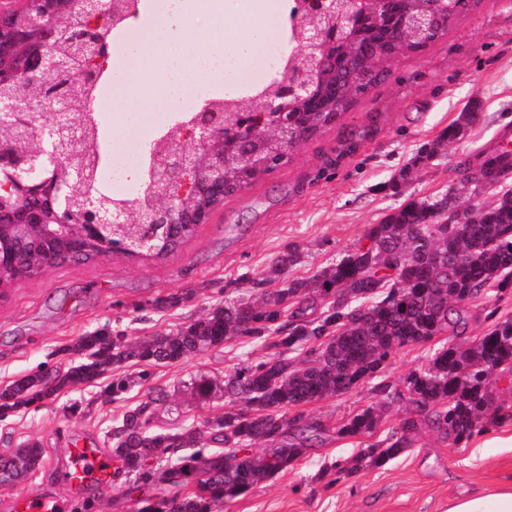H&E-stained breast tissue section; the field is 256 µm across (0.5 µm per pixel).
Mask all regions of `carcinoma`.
<instances>
[{"label":"carcinoma","instance_id":"1","mask_svg":"<svg viewBox=\"0 0 512 512\" xmlns=\"http://www.w3.org/2000/svg\"><path fill=\"white\" fill-rule=\"evenodd\" d=\"M482 0H339L327 16L302 14L308 28L326 30V40L288 59L289 79L304 74L311 83L303 98H288V138L270 131L281 113L267 111L278 100L279 73L251 102L252 111L236 112L232 97L208 101L209 110L224 120L225 171L234 174L246 165L262 173L288 165L300 146L330 126L329 116L341 118L372 88L385 81L392 60L425 51L448 34ZM44 0H22L19 7L0 13V35L28 25L44 15ZM56 16L65 20L50 41L64 63L60 71L34 76L23 65L32 49L21 47L0 78V95L25 97L32 84L48 94L68 98L77 124L78 142L69 156L52 162L39 153L35 129L49 115L34 102L14 120L0 141L22 146L36 162L28 183L41 194L33 204H52L79 223L89 216L90 201L104 198L109 208L136 204L150 210L158 189L150 184L149 168L181 146L176 129L190 128L198 112L180 116L149 146L139 195L117 200L94 190L95 173L104 160L97 144L95 118L90 112L93 91L107 56L95 51L82 28L80 6L56 0ZM334 86L336 112L322 111L323 90ZM457 164L462 179L501 188L488 206L463 207L452 188L441 195L412 201L380 224L372 225L363 240L336 264L307 279L288 277L299 261L288 247L276 261L280 287L264 289L259 297H239L205 317L167 333L130 341L122 333L97 330L80 336L68 347L79 361L65 371L26 375L0 390V415L55 398L67 387L98 380L112 381L103 395L115 400L131 385L144 384L150 371L131 377L121 372L129 362L148 366L176 364L188 356L246 337L274 350L267 359L241 362L224 373V414L197 425L159 429L150 404L128 409L112 432V478L125 476L138 487L164 486V491L138 499L137 512H218L224 503L250 493L322 443L326 428L303 412L291 410L350 392L382 376L392 354L408 344L427 343L446 335L426 366L404 380L406 392L382 383V398L368 404L342 424L340 438L374 435L393 404L408 402V413L385 437L369 442L359 453L334 464L336 474L353 477L366 467L380 468L413 445L425 423L453 445L467 442L512 419L509 406L498 401L496 384L512 389V318L495 321L470 345L457 341L466 325V303L490 288L512 291V152L501 147ZM71 164L86 169L82 183L66 182ZM11 177L0 172V212L9 218L20 187L10 192L1 185ZM189 197L195 209L213 210L217 203L204 175L195 178ZM197 225L184 228L172 241L163 227L140 248L143 226L124 224L112 230V243L126 245V257L158 259L176 252L191 239ZM298 353V359L286 357ZM258 444L265 446L255 451ZM33 443L0 457V485L9 484L41 461Z\"/></svg>","mask_w":512,"mask_h":512}]
</instances>
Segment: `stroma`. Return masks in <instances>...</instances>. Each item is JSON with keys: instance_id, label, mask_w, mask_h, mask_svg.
Returning a JSON list of instances; mask_svg holds the SVG:
<instances>
[{"instance_id": "stroma-1", "label": "stroma", "mask_w": 512, "mask_h": 512, "mask_svg": "<svg viewBox=\"0 0 512 512\" xmlns=\"http://www.w3.org/2000/svg\"><path fill=\"white\" fill-rule=\"evenodd\" d=\"M476 121L448 144L439 138L470 107ZM512 127V0H483L424 52L393 63L387 79L358 100L335 125L304 143L288 165L248 189L225 198L179 251L160 261L121 255L64 265L15 285L0 302V389L42 368L67 369V348L96 330L124 331L136 340L173 330L207 314L225 299L253 295V283L273 288L277 257L298 246L300 262L288 275L308 278L331 266L405 203L438 195L456 181L460 161L492 149L503 127ZM439 145L429 160L419 148ZM181 301L158 310V299ZM512 317V295L489 292L469 306L466 341L482 336L498 319ZM430 343L399 348L382 381L402 389L405 377L424 367ZM269 354L261 343L236 339L170 366H156L146 385L123 399L103 401L109 384L61 392L0 419V457L37 442L42 460L15 482L0 486V512L14 499L38 494L66 497L74 443L102 447L104 434L130 407L153 401L155 424L171 428L215 418L223 393L197 401L192 379L223 382L225 370ZM373 383L314 402L304 411L328 429L323 442L288 470L248 495L226 502L223 512H446L448 502L480 485L512 484V447L494 439L512 436V424L492 428L454 447L422 427L412 448L380 468L336 479L329 467L361 448L335 429L376 401ZM100 512H136L140 489L119 478L91 484Z\"/></svg>"}]
</instances>
